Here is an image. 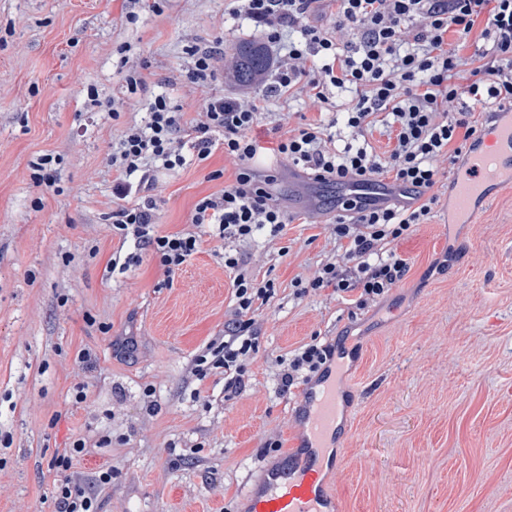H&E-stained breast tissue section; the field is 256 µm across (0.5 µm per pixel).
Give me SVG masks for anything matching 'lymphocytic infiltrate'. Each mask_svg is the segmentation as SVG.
<instances>
[{
    "label": "lymphocytic infiltrate",
    "instance_id": "1",
    "mask_svg": "<svg viewBox=\"0 0 512 512\" xmlns=\"http://www.w3.org/2000/svg\"><path fill=\"white\" fill-rule=\"evenodd\" d=\"M236 3L238 14L260 27L278 64L252 96L213 94L210 86L224 74V40L191 47L185 80L207 92L192 137L181 136L176 106L158 94L145 122L128 125L107 157L116 174L108 219L115 235L133 241L135 250L115 251L105 273H127L147 249L171 275L198 251L201 239L194 233H155L152 192L159 172L205 161L220 142L236 166L235 178L195 203L192 223L211 226L214 237L231 243H249L261 230L281 234L291 218L271 191L275 169L259 165L268 154L313 182L348 186L333 227L337 256L322 263L303 288H330L365 308L409 274L410 262L395 245L430 220L439 164H456L477 133L471 105L488 114L512 107V0H333L334 13L320 25L313 19L321 0ZM452 33L462 44L477 38L475 65L461 82L457 54L448 48ZM337 90L353 95L345 110L351 141L338 143L330 125L320 121L298 124L272 147L252 137L270 99L288 100L303 91L323 106ZM382 112L394 137L384 156L364 137ZM382 177L409 190L408 201L366 202L362 189ZM223 259L233 275L235 304L217 363L224 368L225 390L233 392L243 384L245 361L256 348L255 305L273 297L275 283L254 280L240 252L225 250ZM332 354L328 345L303 346L280 374L282 390H290L301 373L319 372Z\"/></svg>",
    "mask_w": 512,
    "mask_h": 512
}]
</instances>
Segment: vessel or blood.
<instances>
[{
    "mask_svg": "<svg viewBox=\"0 0 512 512\" xmlns=\"http://www.w3.org/2000/svg\"><path fill=\"white\" fill-rule=\"evenodd\" d=\"M512 175V112H500L491 134L470 153L451 180L448 221L463 222L486 207L491 191ZM304 427L280 465L267 470L245 494L246 512H335L329 489L336 462L340 399L336 369L328 367L304 394Z\"/></svg>",
    "mask_w": 512,
    "mask_h": 512,
    "instance_id": "obj_1",
    "label": "vessel or blood"
}]
</instances>
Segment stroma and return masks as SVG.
<instances>
[{"label":"stroma","instance_id":"1","mask_svg":"<svg viewBox=\"0 0 512 512\" xmlns=\"http://www.w3.org/2000/svg\"><path fill=\"white\" fill-rule=\"evenodd\" d=\"M231 9L156 0L130 21L127 0H0V512H56L52 462L78 437L89 447L70 474L97 512H243L248 485L300 432L302 390L281 394L279 363L314 343L348 352L352 368L336 512H512V182L452 224V171L440 165L433 218L397 245L411 271L359 310L329 289L297 295L295 281L336 249L339 190L279 164L274 192L292 221L246 250L251 276L276 292L254 314L258 348L235 393L223 369L192 372L223 341L234 304L218 239L190 222L196 201L234 176L223 146L161 172L154 190L160 232L202 240L188 263L167 276L146 251L131 272L105 277L113 251L134 246L106 222L104 158L160 93L191 133L205 93L182 84L186 47L220 36L229 52L261 38ZM129 70L144 90L127 92ZM91 90L101 106L86 112ZM335 101L324 111L304 95L273 101L253 134L273 142L295 112L340 118L350 98ZM45 154L58 160L50 188L32 176ZM83 350L95 367L79 363ZM105 470L111 483L98 480Z\"/></svg>","mask_w":512,"mask_h":512}]
</instances>
